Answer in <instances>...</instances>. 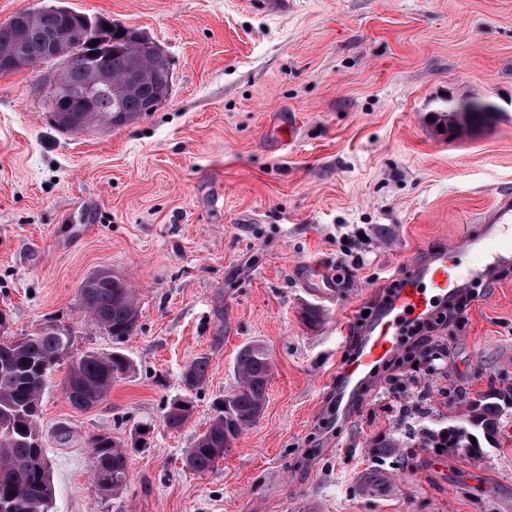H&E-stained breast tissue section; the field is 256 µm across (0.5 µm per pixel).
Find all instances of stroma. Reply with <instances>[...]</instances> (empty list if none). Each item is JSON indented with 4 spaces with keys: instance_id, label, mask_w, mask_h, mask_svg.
<instances>
[{
    "instance_id": "stroma-1",
    "label": "stroma",
    "mask_w": 512,
    "mask_h": 512,
    "mask_svg": "<svg viewBox=\"0 0 512 512\" xmlns=\"http://www.w3.org/2000/svg\"><path fill=\"white\" fill-rule=\"evenodd\" d=\"M142 31L173 62L172 91L125 126L62 132L35 71L0 74V312L13 335L68 329L72 349L133 362L97 406L54 372L40 430L52 512H512V416L479 454L426 446L458 396L512 385V270L434 333V365L373 377L353 418L336 366L415 248L461 244L512 194V0H66ZM493 112L458 123L448 101ZM295 115L292 143L274 120ZM336 276L333 300L293 276ZM107 269L139 292L135 332L86 325L77 290ZM320 310V325L306 312ZM274 361L261 418L214 471L183 452L236 387L238 349ZM209 359L203 386L185 367ZM190 419L168 429L173 399ZM148 427L124 489L102 496L88 441ZM407 440L380 456L376 442ZM209 360L205 356L195 358L182 374L183 385L191 390L200 388L206 381Z\"/></svg>"
}]
</instances>
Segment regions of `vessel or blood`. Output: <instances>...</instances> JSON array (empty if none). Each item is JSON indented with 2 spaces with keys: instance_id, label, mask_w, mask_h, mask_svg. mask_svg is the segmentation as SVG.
Wrapping results in <instances>:
<instances>
[{
  "instance_id": "vessel-or-blood-1",
  "label": "vessel or blood",
  "mask_w": 512,
  "mask_h": 512,
  "mask_svg": "<svg viewBox=\"0 0 512 512\" xmlns=\"http://www.w3.org/2000/svg\"><path fill=\"white\" fill-rule=\"evenodd\" d=\"M477 222L480 234L466 238L461 246L429 252L411 262L395 292L364 324L354 357L336 371L337 417L352 413L374 371L397 353L407 323L436 316L438 303L455 300L512 267V196L501 195ZM460 253L465 256L461 262L456 259ZM296 279L313 295L336 294L334 274L317 263H300Z\"/></svg>"
}]
</instances>
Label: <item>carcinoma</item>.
<instances>
[{
    "mask_svg": "<svg viewBox=\"0 0 512 512\" xmlns=\"http://www.w3.org/2000/svg\"><path fill=\"white\" fill-rule=\"evenodd\" d=\"M58 2L16 13L0 24V52L24 42L31 66L47 64L44 57L46 36L62 31L73 39L71 60L65 63V83L79 87L86 80L83 62L86 59L101 71L118 78L141 67L150 70L149 78L135 93L103 89L93 101V116L101 123L116 117L140 115L149 111V104L166 102L172 90V71L154 62L143 49L146 40L137 41V29L124 26L104 15L90 16L74 8L62 14ZM99 40L96 46L91 45ZM72 122L64 124L58 117L49 123L60 131H84L77 113L83 105L75 101ZM452 115L461 119L485 111L483 101L469 99L450 107ZM78 301L86 324L99 331L121 338L131 335L138 325L137 294L125 279L100 270L88 277L78 290ZM67 329L49 324L31 333L21 342L0 334V512H31L38 501H53L55 488L51 473L44 470L46 462L39 417L44 385L51 373L62 364L67 368L62 380L63 394L77 409H90L107 398L112 385L133 372V362L120 351H88L77 356L62 355ZM209 360L195 358L182 374L183 385L191 390L206 381ZM274 370L269 350L260 343L243 346L233 364L237 381L233 393L224 398V407L212 416L207 430L194 445L185 450L188 467L206 474L217 468L219 460L232 448L233 442L260 419L267 390ZM512 411V386L479 395L467 404L466 410L452 419L446 430L444 445L448 449L467 451L480 447L471 441L482 433L496 440L503 417ZM192 403H186L178 414L165 415V425L181 428L189 419ZM110 435L90 437L89 457L95 484H107L116 494L126 484L128 460L116 453Z\"/></svg>",
    "mask_w": 512,
    "mask_h": 512,
    "instance_id": "carcinoma-1",
    "label": "carcinoma"
}]
</instances>
